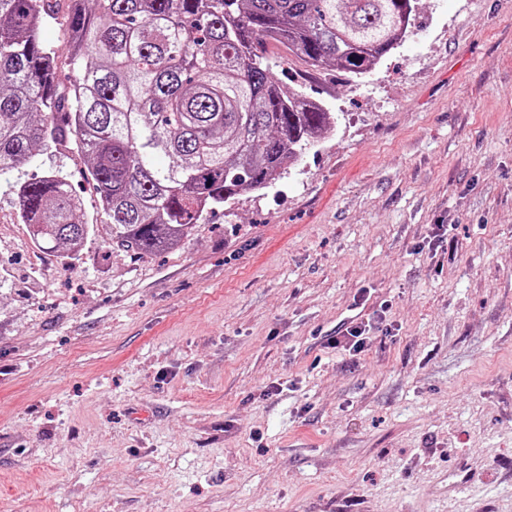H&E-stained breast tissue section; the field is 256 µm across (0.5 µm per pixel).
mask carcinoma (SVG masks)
<instances>
[{"label": "carcinoma", "mask_w": 512, "mask_h": 512, "mask_svg": "<svg viewBox=\"0 0 512 512\" xmlns=\"http://www.w3.org/2000/svg\"><path fill=\"white\" fill-rule=\"evenodd\" d=\"M59 4L0 0V181L32 243L62 259L99 224L66 174L22 177L36 153L69 143L87 160L112 248L170 250L336 128L279 83L268 44L361 78L415 12V0H67L70 62L83 74L65 98L40 36Z\"/></svg>", "instance_id": "carcinoma-1"}]
</instances>
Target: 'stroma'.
<instances>
[{
	"instance_id": "stroma-1",
	"label": "stroma",
	"mask_w": 512,
	"mask_h": 512,
	"mask_svg": "<svg viewBox=\"0 0 512 512\" xmlns=\"http://www.w3.org/2000/svg\"><path fill=\"white\" fill-rule=\"evenodd\" d=\"M267 55L336 130L180 246L63 261L0 192V512H512V0Z\"/></svg>"
}]
</instances>
